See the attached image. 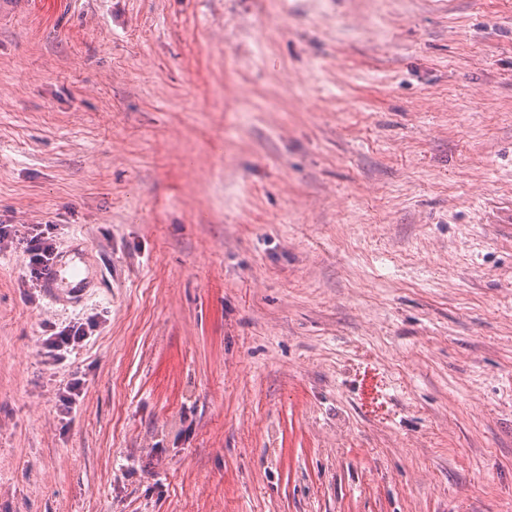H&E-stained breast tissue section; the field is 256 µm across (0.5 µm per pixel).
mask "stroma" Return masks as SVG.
<instances>
[{"mask_svg": "<svg viewBox=\"0 0 512 512\" xmlns=\"http://www.w3.org/2000/svg\"><path fill=\"white\" fill-rule=\"evenodd\" d=\"M0 227V512H512V0L2 16ZM52 241L48 231L38 228L33 229V232L19 241L29 255V273L32 282L41 280L45 270L55 258L56 246ZM87 332L80 325H66L57 332H53L44 341L46 354H49L55 362H60L65 358V354L73 350L78 344L86 339ZM82 384V379L75 376L65 386L58 389L59 402L61 403L63 413L68 415L74 412L81 393Z\"/></svg>", "mask_w": 512, "mask_h": 512, "instance_id": "35a3bbf8", "label": "stroma"}]
</instances>
